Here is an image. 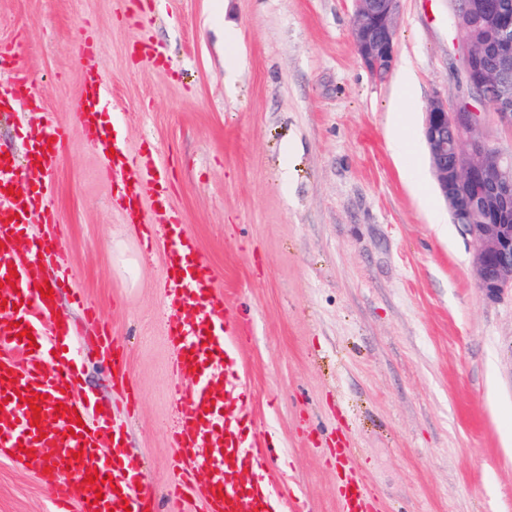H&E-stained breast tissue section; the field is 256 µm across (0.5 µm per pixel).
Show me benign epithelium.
<instances>
[{"mask_svg":"<svg viewBox=\"0 0 512 512\" xmlns=\"http://www.w3.org/2000/svg\"><path fill=\"white\" fill-rule=\"evenodd\" d=\"M401 0H356L352 42L363 63L375 74H388L395 62V20ZM483 15L494 25L497 56L493 67L476 72L484 49L462 37L464 64L477 96L495 88L489 108L497 122L512 132V21L500 4L483 3ZM495 74L498 83L489 84ZM486 112L468 104L448 111V104L434 98L426 110L423 135L429 150L436 186L455 224L465 227L474 244L473 265L484 297L496 302L512 291V151L505 152L481 135ZM495 156L491 166L476 159Z\"/></svg>","mask_w":512,"mask_h":512,"instance_id":"1","label":"benign epithelium"}]
</instances>
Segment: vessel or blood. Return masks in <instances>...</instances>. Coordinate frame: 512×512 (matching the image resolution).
Returning <instances> with one entry per match:
<instances>
[{"mask_svg": "<svg viewBox=\"0 0 512 512\" xmlns=\"http://www.w3.org/2000/svg\"><path fill=\"white\" fill-rule=\"evenodd\" d=\"M32 86L26 71L14 69L0 84V112L31 94ZM105 95L103 69L87 70L74 107L79 121L103 150H114L112 171L125 184L158 181L164 164L151 156L130 157L114 130L99 125ZM66 140V129L49 115L26 162L0 157V300L11 307L9 323L0 324V453L19 465H40V477L55 488L53 512H154L156 492L140 483L139 464L124 451L122 424L97 413L91 398L74 393L82 337L59 315L54 299L39 292L43 259L63 244L48 199ZM36 213L44 233L33 238L27 226ZM146 231L147 244L163 241L172 258L163 280L167 304L176 312L168 329L177 404L171 495L184 506L201 505L203 512H276L279 499L266 473V453L243 407L247 387L237 378L224 298L178 212ZM9 275L10 287L4 284ZM101 316L100 310L86 311L96 326L98 349L112 361L115 381L125 382L121 347ZM23 328L30 337L20 336ZM204 448L213 449V456H201ZM200 472L209 476L202 485L193 481ZM93 474L98 482L87 483ZM342 497L343 512H374L373 496L360 481H347Z\"/></svg>", "mask_w": 512, "mask_h": 512, "instance_id": "obj_1", "label": "vessel or blood"}]
</instances>
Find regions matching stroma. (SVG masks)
<instances>
[{"label": "stroma", "instance_id": "obj_1", "mask_svg": "<svg viewBox=\"0 0 512 512\" xmlns=\"http://www.w3.org/2000/svg\"><path fill=\"white\" fill-rule=\"evenodd\" d=\"M453 9L400 3L395 64L416 75L405 109L418 136L434 97L453 107L466 90ZM354 15V0H141L132 13L116 0H0V45L35 92L0 119V148L26 155L44 112L68 130L52 178L57 262L70 275L57 309L94 338L73 301L81 294L123 344L134 404L91 349L80 387L126 415V452L142 461L160 512H176L168 258L142 251L119 180L71 110L90 68L106 73L101 116L124 112L130 154L169 168L141 210H176L217 280L245 407L286 507L342 512L348 475L371 487L375 512H512V296L482 294L471 239L451 222L428 153L396 165L387 117L397 75L361 61ZM144 44L154 60L140 59ZM51 500L33 467L0 459V512H52Z\"/></svg>", "mask_w": 512, "mask_h": 512}]
</instances>
